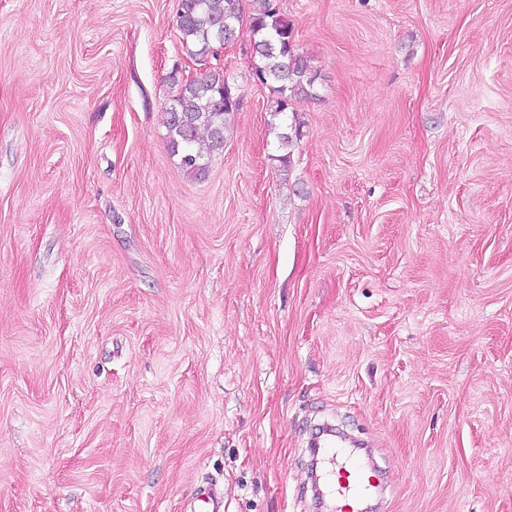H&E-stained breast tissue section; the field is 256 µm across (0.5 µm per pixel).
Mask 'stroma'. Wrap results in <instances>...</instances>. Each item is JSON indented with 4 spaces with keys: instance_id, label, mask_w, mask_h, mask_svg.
Returning <instances> with one entry per match:
<instances>
[{
    "instance_id": "obj_1",
    "label": "stroma",
    "mask_w": 512,
    "mask_h": 512,
    "mask_svg": "<svg viewBox=\"0 0 512 512\" xmlns=\"http://www.w3.org/2000/svg\"><path fill=\"white\" fill-rule=\"evenodd\" d=\"M319 73L290 171L247 40L205 178L177 0H0V512H512V0H278ZM327 461L332 475L331 493L340 502L346 500L354 502L351 511L357 512L358 510L355 509L360 506L361 500L370 497L372 488H375L370 477L364 470L357 467L342 450H328Z\"/></svg>"
}]
</instances>
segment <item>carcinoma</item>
<instances>
[{
    "label": "carcinoma",
    "mask_w": 512,
    "mask_h": 512,
    "mask_svg": "<svg viewBox=\"0 0 512 512\" xmlns=\"http://www.w3.org/2000/svg\"><path fill=\"white\" fill-rule=\"evenodd\" d=\"M176 27L190 57L204 66L194 77L171 73L178 92L164 108L167 147L179 158L182 171L194 179L206 176L210 159L224 151L231 116L241 99L233 93L224 69L207 65L218 48L248 29L253 75L270 90L271 113L288 111L300 98H316V68L297 48L294 27L277 0H178ZM300 130L279 134L284 171L291 167L290 150Z\"/></svg>",
    "instance_id": "carcinoma-1"
}]
</instances>
